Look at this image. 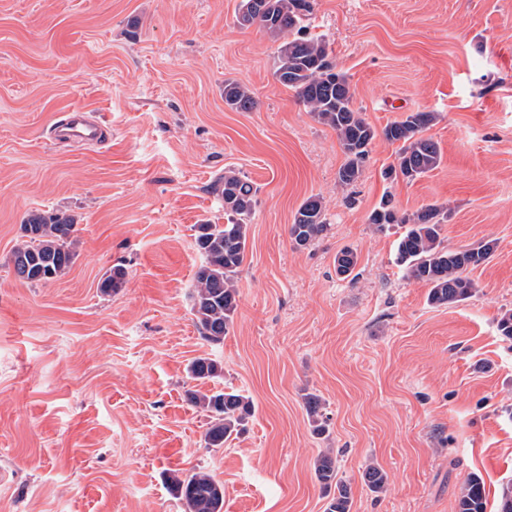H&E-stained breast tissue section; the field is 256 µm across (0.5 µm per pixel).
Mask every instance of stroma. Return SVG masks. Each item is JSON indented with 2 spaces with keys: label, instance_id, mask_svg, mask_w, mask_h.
<instances>
[{
  "label": "stroma",
  "instance_id": "1",
  "mask_svg": "<svg viewBox=\"0 0 512 512\" xmlns=\"http://www.w3.org/2000/svg\"><path fill=\"white\" fill-rule=\"evenodd\" d=\"M240 0H0V512H183L167 477L197 468L224 485V512H324L314 462L331 450L350 512H458L480 477L496 512L512 484V0H313L325 39L374 128L431 112L440 166L384 178L396 148L376 139L356 183L338 171L335 130L280 84L278 41L235 20ZM247 85L249 112L224 104ZM81 108L112 128L92 148L56 145ZM240 171L257 189L239 305L223 344L192 313L203 257L195 224L223 222L210 183ZM399 212L447 208L444 246L493 239L455 304L394 263L398 225L368 221L383 195ZM312 195L328 228L295 247ZM33 211L80 226L61 278L19 281L8 263ZM357 251L355 279L337 253ZM125 269L113 293L99 284ZM223 377L190 378L192 360ZM227 387L255 414L206 448L191 390ZM327 419L313 434L307 398ZM387 476L376 494L367 465ZM224 104L237 112H249L255 108L256 100L245 85L227 80L224 82Z\"/></svg>",
  "mask_w": 512,
  "mask_h": 512
}]
</instances>
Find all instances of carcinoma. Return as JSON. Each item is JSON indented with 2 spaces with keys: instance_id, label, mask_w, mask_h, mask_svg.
<instances>
[{
  "instance_id": "1",
  "label": "carcinoma",
  "mask_w": 512,
  "mask_h": 512,
  "mask_svg": "<svg viewBox=\"0 0 512 512\" xmlns=\"http://www.w3.org/2000/svg\"><path fill=\"white\" fill-rule=\"evenodd\" d=\"M311 13L310 0H241L236 22L241 27L257 25L270 37L282 40L279 46L276 76L292 90L299 102L320 122L336 131L346 162L339 169L338 179L352 184L361 175L370 146L377 137L398 144L395 164L384 175L412 182L435 170L442 153L437 142L423 136L433 122L431 112H409L402 119L377 131L354 107V94L347 76L336 70L327 42L307 36L304 21ZM224 105L237 112H249L256 100L243 84L224 82ZM221 188L224 201V223L205 220L193 226L194 241L204 262L195 272L192 295L195 326L201 338L219 345L229 333L238 308L235 277L246 258L249 221L256 190L240 173L228 169L214 181ZM448 221V211L430 205L409 215L399 214L391 198L381 200L369 215V223L379 228L399 224L403 228L394 262L408 277L429 286V302L437 305L466 300L478 292L470 271L484 264L493 254L496 243L486 240L477 245L450 250L443 246L441 226ZM327 229L320 197L306 198L296 210L289 234L297 248L312 245ZM22 241L12 251L8 263L15 277L24 283H47L62 276L77 257L79 240L74 217L66 214L31 213L20 225ZM358 264L357 253L349 248L336 255V274L348 277ZM125 270L116 265L101 282L105 293L121 288ZM189 372L196 380L220 376L223 366L208 357H199ZM194 406L208 413L209 426L204 441L208 448H222L232 436L246 431L254 415L252 402L238 391L190 393ZM313 432H327L321 403L315 396L307 401ZM315 476L323 489H336L325 512H350L347 485L338 477L336 460L319 456L314 463ZM371 491L385 489L386 475L369 466L363 474ZM173 494L183 502L185 512H224V485L212 474L199 470L188 475L174 471L168 476ZM459 512H487L482 480L472 477L459 497Z\"/></svg>"
}]
</instances>
